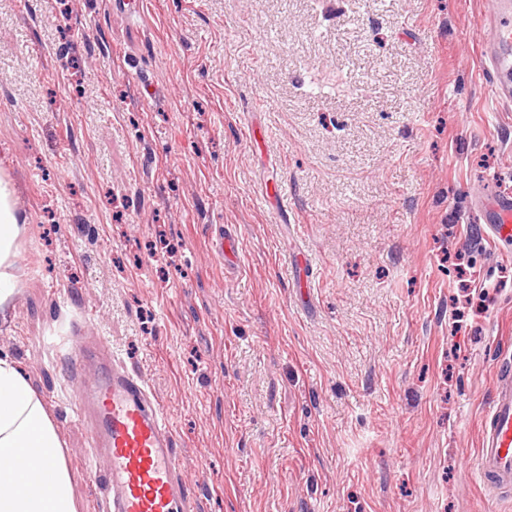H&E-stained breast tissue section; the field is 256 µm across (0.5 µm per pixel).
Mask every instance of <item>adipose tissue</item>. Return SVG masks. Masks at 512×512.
<instances>
[{
  "mask_svg": "<svg viewBox=\"0 0 512 512\" xmlns=\"http://www.w3.org/2000/svg\"><path fill=\"white\" fill-rule=\"evenodd\" d=\"M28 231L13 180L0 168V311L18 291L19 248ZM16 448L24 459L0 469V512H77L54 418L18 361L0 353V453Z\"/></svg>",
  "mask_w": 512,
  "mask_h": 512,
  "instance_id": "1",
  "label": "adipose tissue"
}]
</instances>
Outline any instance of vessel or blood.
Listing matches in <instances>:
<instances>
[{
  "label": "vessel or blood",
  "instance_id": "vessel-or-blood-1",
  "mask_svg": "<svg viewBox=\"0 0 512 512\" xmlns=\"http://www.w3.org/2000/svg\"><path fill=\"white\" fill-rule=\"evenodd\" d=\"M491 38L483 56L498 99L512 100V0H497L488 20ZM488 229L493 237L512 240V197L487 195ZM60 348L71 363L77 410L91 430V446L106 463L105 478L112 512H194L174 450V438L162 408L134 373L112 363L104 345L76 336L61 337ZM97 363L93 380L84 368ZM478 475L487 491L512 490V369L500 370L482 426Z\"/></svg>",
  "mask_w": 512,
  "mask_h": 512
}]
</instances>
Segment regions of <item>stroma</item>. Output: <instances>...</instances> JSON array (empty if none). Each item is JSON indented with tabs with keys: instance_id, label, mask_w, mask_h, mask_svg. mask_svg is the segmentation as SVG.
I'll use <instances>...</instances> for the list:
<instances>
[{
	"instance_id": "1",
	"label": "stroma",
	"mask_w": 512,
	"mask_h": 512,
	"mask_svg": "<svg viewBox=\"0 0 512 512\" xmlns=\"http://www.w3.org/2000/svg\"><path fill=\"white\" fill-rule=\"evenodd\" d=\"M493 0H0V316L110 512L63 336L108 341L196 512H512L477 462L512 366V103ZM239 243L225 261L219 243ZM493 16L485 21L490 26L491 39L485 44L483 56L496 97L512 100V1L497 0ZM27 216L17 206L16 189L9 173L0 168V312L18 292V256L27 236ZM488 214V230L492 237L503 241L512 240V197L496 196L490 192L485 199Z\"/></svg>"
}]
</instances>
